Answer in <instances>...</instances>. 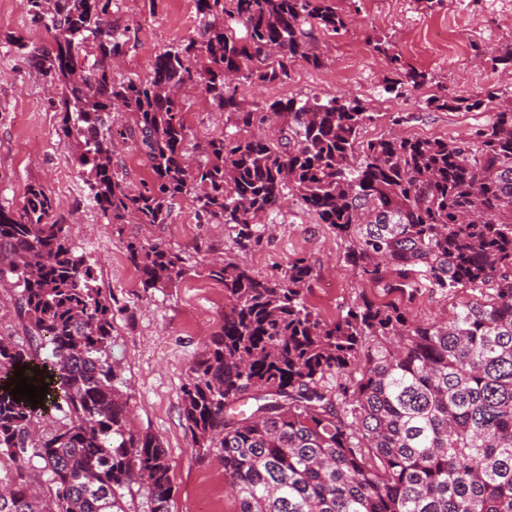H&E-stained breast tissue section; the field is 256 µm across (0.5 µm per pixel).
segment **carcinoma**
Here are the masks:
<instances>
[{
  "label": "carcinoma",
  "mask_w": 512,
  "mask_h": 512,
  "mask_svg": "<svg viewBox=\"0 0 512 512\" xmlns=\"http://www.w3.org/2000/svg\"><path fill=\"white\" fill-rule=\"evenodd\" d=\"M50 44L7 36L59 98L56 134L108 224L170 222L190 197L199 220L262 245V217L291 194L349 242L346 259L373 283L392 269L413 301L425 282L475 299L448 317L414 321L368 297L327 323L304 300L307 259L280 281L244 262L211 263L224 316L181 388L186 431L202 456L224 462L236 512H512V98L492 85L474 98L433 95L438 109L492 110L470 138L363 140L373 114L357 99L276 101L258 115L242 83L282 82L292 66L323 64L306 26L336 34V0H196L198 34L157 55L147 76L115 78L128 28L112 0H26ZM397 97L426 82L380 40ZM202 87L235 116L234 133L190 163L181 89ZM133 116L130 137L151 179L137 189L112 167V111ZM285 119L276 143L250 132ZM246 135H241V132ZM40 184L22 206H0V279L19 288L27 336L0 335V512H126L121 490L144 484L152 512L174 495L166 449L134 431L121 370L110 355L112 294L54 218ZM142 288L188 274L177 252L130 241ZM48 384L32 405L15 375Z\"/></svg>",
  "instance_id": "cac0c4a2"
}]
</instances>
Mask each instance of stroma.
<instances>
[{"label":"stroma","mask_w":512,"mask_h":512,"mask_svg":"<svg viewBox=\"0 0 512 512\" xmlns=\"http://www.w3.org/2000/svg\"><path fill=\"white\" fill-rule=\"evenodd\" d=\"M337 5L350 22L336 35L315 31L323 66L313 69L299 62L285 82L239 87L238 96L248 107L262 112L277 100L321 95V80L356 58L358 68L335 84L333 94L359 99L373 113L363 139L394 131L409 138L450 140L470 136L489 121L490 112L437 110L427 106V98L443 90L471 97L493 84L512 88V68L492 69L476 55L480 47L499 56L512 53V0H440L431 7L425 0H337ZM113 11L120 24L129 25L131 36L114 67L119 77L148 73L158 54L196 36L199 29L196 0H116ZM10 35L43 44L49 40L43 27L31 23L24 0H0V206L18 208L27 185L41 184L55 198L58 218L69 224L73 244L97 261L98 286L111 292L119 307L112 358L123 370L133 423L158 437L167 450L175 487L170 512H197L205 500L216 512H234L222 462L197 455L182 414L185 375L224 313L211 301L212 293L224 287L206 278L203 268L242 259L257 276L278 280L293 258H306L314 277L304 288L305 300L329 322L362 297L386 302L390 296L354 274L345 259L348 242L290 196L263 217L262 247L246 253L236 247L228 226L198 220L187 197L176 203L171 224L160 228L104 223L86 196L70 152L58 142L59 114L50 103L54 92L39 70L7 43ZM377 38L400 51L406 67L425 73L426 85L407 98L383 93L392 73L370 46ZM183 95L190 143L233 131V115L217 111L200 88H186ZM132 239L181 252L191 272L173 287L144 290L126 259ZM471 298L466 289L445 296L423 285L409 308L417 320L430 321Z\"/></svg>","instance_id":"1"}]
</instances>
